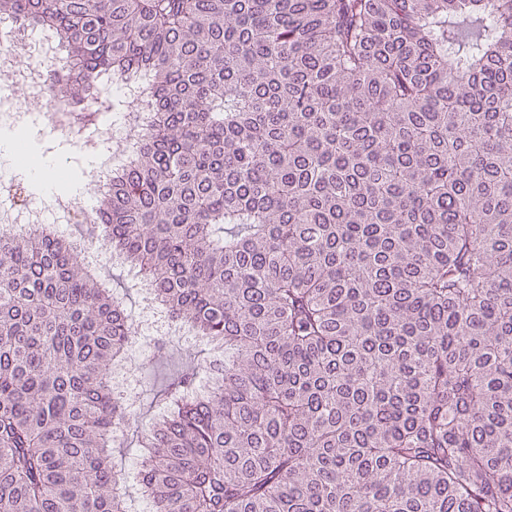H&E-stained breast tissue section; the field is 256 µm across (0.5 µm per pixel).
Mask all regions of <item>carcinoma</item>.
Returning a JSON list of instances; mask_svg holds the SVG:
<instances>
[{"label":"carcinoma","instance_id":"obj_1","mask_svg":"<svg viewBox=\"0 0 512 512\" xmlns=\"http://www.w3.org/2000/svg\"><path fill=\"white\" fill-rule=\"evenodd\" d=\"M150 121L87 227L224 350L136 430L152 512H512V0H0ZM132 312L0 235V512H127Z\"/></svg>","mask_w":512,"mask_h":512}]
</instances>
